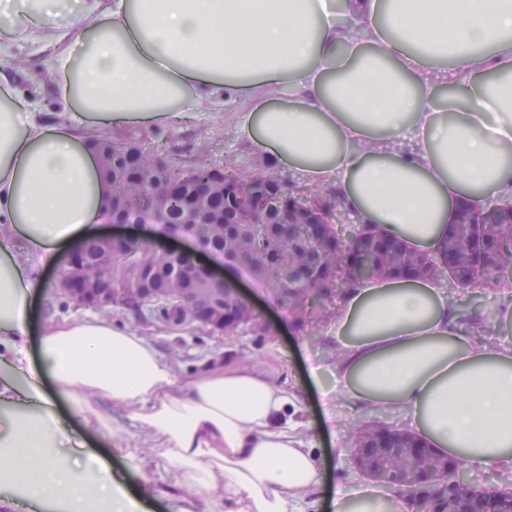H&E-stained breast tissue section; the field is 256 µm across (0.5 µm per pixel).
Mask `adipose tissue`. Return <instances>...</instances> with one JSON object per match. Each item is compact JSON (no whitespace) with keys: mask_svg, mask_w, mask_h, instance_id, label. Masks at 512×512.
Instances as JSON below:
<instances>
[{"mask_svg":"<svg viewBox=\"0 0 512 512\" xmlns=\"http://www.w3.org/2000/svg\"><path fill=\"white\" fill-rule=\"evenodd\" d=\"M13 0L0 54L38 45L58 112H37L0 71V480L28 512H145L148 487L56 455L65 402L80 434L111 440L127 470L154 449L176 512H288L319 493L324 466L288 426L266 372L204 366L181 383L160 351L108 317L64 318L29 350L45 269L92 239L112 187L92 142L205 108L237 115L248 150L297 183L329 188L363 224L436 254L464 201L512 202V0ZM290 86L294 98L272 94ZM429 279L365 280L333 319L336 393L353 410L395 409L442 456L512 466V345L458 333ZM51 393H44V382ZM132 410L129 421L113 407ZM329 512H408L405 493L337 487Z\"/></svg>","mask_w":512,"mask_h":512,"instance_id":"ef3b65f1","label":"adipose tissue"}]
</instances>
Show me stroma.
Here are the masks:
<instances>
[{"label": "stroma", "instance_id": "35a3bbf8", "mask_svg": "<svg viewBox=\"0 0 512 512\" xmlns=\"http://www.w3.org/2000/svg\"><path fill=\"white\" fill-rule=\"evenodd\" d=\"M0 69L12 71L26 84L38 111H54L53 75L41 65L36 45L25 44L14 49L10 58L0 60ZM248 103V96L243 95L236 104L224 107L223 111L204 109L196 112L191 126L148 129L147 140L168 149L185 150L198 146L203 140V132L207 131L214 135L212 149L217 155L235 156L251 171H258L263 168L264 160L245 149L234 121L235 113L245 109ZM58 271L55 265L47 270V286L35 307L34 331H41L54 319L82 318L92 314L88 308L62 305L53 286ZM235 286L254 304L259 316L267 321V332L259 333L245 327L233 336L219 337L187 325L172 326L153 317L144 322L119 307L112 308L111 316L154 343L173 363L181 382H189L202 363L215 358L227 366L242 364L270 371L273 379L286 386L292 397L288 416L290 423L297 425L300 433L309 435L319 445L326 462L327 489L364 484V477L349 462L350 441L347 435L350 425L359 421V414L343 398L324 397L311 379L313 370L326 367L333 350L330 323H323L311 332L298 331L287 311L276 308L272 292L247 280L236 281ZM439 286L447 290L450 299L472 303L482 313L487 343L507 342L508 337L495 320L493 310L503 302H512V292L505 295L483 291L465 293L445 280L440 281ZM130 481L132 485L142 484L151 488L150 512H171L179 491L155 458H148L144 469L131 474Z\"/></svg>", "mask_w": 512, "mask_h": 512}]
</instances>
